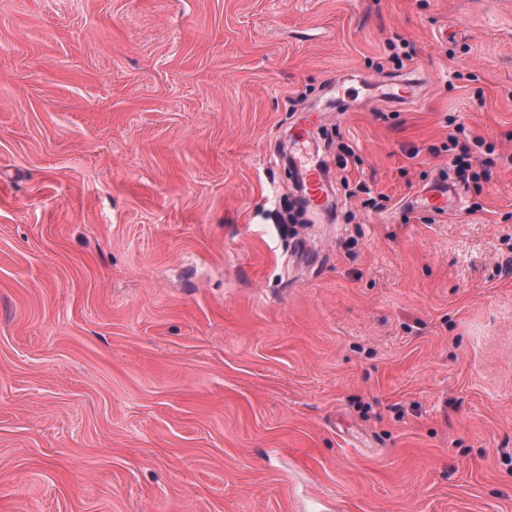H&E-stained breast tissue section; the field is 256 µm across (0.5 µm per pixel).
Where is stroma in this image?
Wrapping results in <instances>:
<instances>
[{"label": "stroma", "mask_w": 512, "mask_h": 512, "mask_svg": "<svg viewBox=\"0 0 512 512\" xmlns=\"http://www.w3.org/2000/svg\"><path fill=\"white\" fill-rule=\"evenodd\" d=\"M0 512H512V0H0ZM448 140L449 144L443 145V149L445 152H449V164L453 167L459 181L468 187L471 183L478 184L486 176V173L474 168L468 147L462 146L460 152H453L459 144V138L456 135H450ZM465 202L464 192L453 182L436 184L424 193L423 207L444 211L449 208H460Z\"/></svg>", "instance_id": "35a3bbf8"}]
</instances>
